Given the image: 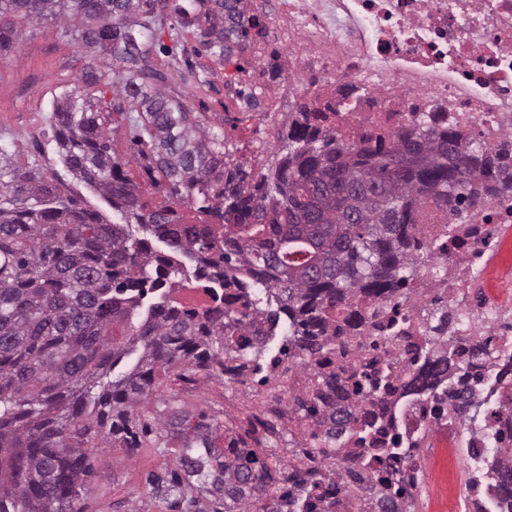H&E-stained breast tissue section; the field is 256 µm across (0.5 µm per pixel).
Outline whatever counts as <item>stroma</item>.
Wrapping results in <instances>:
<instances>
[{"label":"stroma","mask_w":512,"mask_h":512,"mask_svg":"<svg viewBox=\"0 0 512 512\" xmlns=\"http://www.w3.org/2000/svg\"><path fill=\"white\" fill-rule=\"evenodd\" d=\"M257 15L262 34H250L244 49L222 63L202 50L192 33L177 28L171 9L156 10L155 27L162 46L155 49L152 58L162 75L161 90L200 116L209 132L223 136L232 157L255 174L261 166L273 163L283 146L280 136L287 133L293 120L292 113H284L279 138L265 141L253 130L231 128L224 119L225 83L236 80L243 68L260 69L265 79L271 74V63H257L253 49L269 43L274 18L263 9ZM98 67L96 57L77 48L61 24L33 23L11 35L0 48V144L10 145L15 163L56 165L49 120L52 102L76 87L95 98L105 93V86L93 84L90 77ZM169 397L175 407L194 415L206 414L213 427L212 440L219 449L229 432L247 436L249 446L258 451L272 445L309 448L314 444L312 436L289 434L284 424L272 440L260 432L247 434L246 412L224 406V375L217 366L205 370L176 367L174 375L164 377L157 391L138 407L140 421L159 428L165 416L163 401ZM172 467L171 459L159 455L151 442H143L133 454L117 442H108L96 452L94 473L87 484L91 512H169L164 502L149 495L146 478L149 473L162 474Z\"/></svg>","instance_id":"obj_1"}]
</instances>
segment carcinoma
Instances as JSON below:
<instances>
[{
	"instance_id": "1",
	"label": "carcinoma",
	"mask_w": 512,
	"mask_h": 512,
	"mask_svg": "<svg viewBox=\"0 0 512 512\" xmlns=\"http://www.w3.org/2000/svg\"><path fill=\"white\" fill-rule=\"evenodd\" d=\"M249 0H185L173 5L179 26L222 61L258 30ZM167 0H0V48L5 35L41 21H64L72 41L104 59L94 81L112 87L106 112L75 87L53 105L52 126L63 167L95 187L127 224L151 238L136 239L126 224L62 191V177L38 165L12 163L0 146V512H88L84 483L95 451L116 438L128 452L141 447L134 408L155 388L156 374L177 365H224L223 354L260 351L225 334L249 330L254 319L288 320V343L306 356L323 353L336 307L363 294L402 288L419 259L412 254L417 204L459 211L475 185L512 191L500 158L457 129L399 135L385 149L341 144L321 128V116L299 108L288 145L257 179L228 155L224 141L162 93L151 64L155 5ZM131 113L136 140L150 150L145 167L159 202L120 172L106 126L112 113ZM214 221L200 228L181 206ZM165 249H159L154 242ZM205 261L209 279L224 282L251 269L275 290L267 313L218 305L189 315L172 298L188 281L182 258ZM155 295L134 323L143 300ZM141 351L138 362L112 378L116 365ZM444 351L428 364L423 384L448 370ZM326 390L366 395L384 387L368 374L348 384L329 376ZM166 406L159 454L172 450L177 469L148 477L150 492L167 506L202 512L199 494L219 501L214 512H282L268 495L272 476L256 450L231 459L214 448L207 416ZM352 415H326L329 437Z\"/></svg>"
}]
</instances>
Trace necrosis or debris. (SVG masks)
<instances>
[{
    "instance_id": "necrosis-or-debris-1",
    "label": "necrosis or debris",
    "mask_w": 512,
    "mask_h": 512,
    "mask_svg": "<svg viewBox=\"0 0 512 512\" xmlns=\"http://www.w3.org/2000/svg\"><path fill=\"white\" fill-rule=\"evenodd\" d=\"M283 50L279 72L261 91L264 124L297 101L323 113L340 143L389 145L401 133L447 124L477 138L512 165V0H275ZM418 248L431 256L405 288L357 297L363 324L352 330L337 310L336 337L320 356H272L265 372L235 354L224 356V380L236 399L257 397L265 420L287 418L298 380L309 384L316 413L301 429L320 428L321 411L352 409L354 424L337 437L328 475L311 492L282 491L283 512H418L424 482L416 451L447 447L462 481L450 512H512L493 472L512 462V194H482L466 217L418 207ZM488 351L476 354L477 345ZM447 349L453 370L431 390L414 381L431 353ZM385 370L384 399L337 400L320 380H349ZM376 419V445L361 444L358 423ZM353 464L372 483L342 485L334 472Z\"/></svg>"
}]
</instances>
